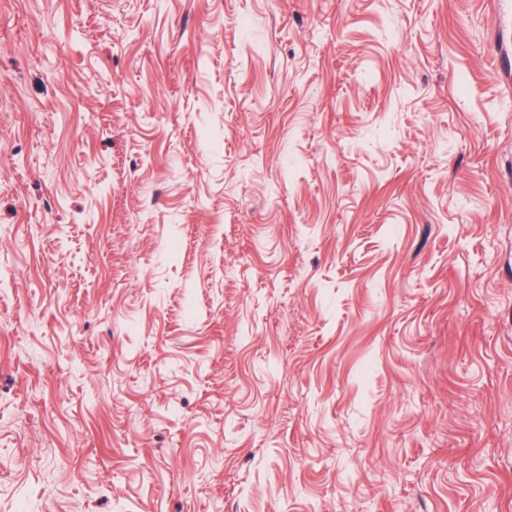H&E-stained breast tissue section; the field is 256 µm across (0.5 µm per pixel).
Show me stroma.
<instances>
[{
    "label": "stroma",
    "instance_id": "stroma-1",
    "mask_svg": "<svg viewBox=\"0 0 512 512\" xmlns=\"http://www.w3.org/2000/svg\"><path fill=\"white\" fill-rule=\"evenodd\" d=\"M499 0H0V512H512Z\"/></svg>",
    "mask_w": 512,
    "mask_h": 512
}]
</instances>
